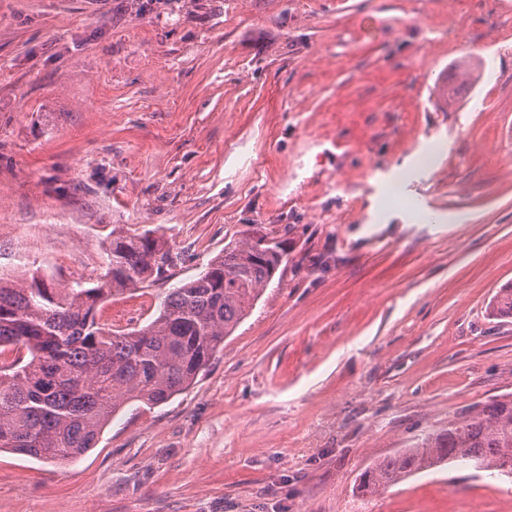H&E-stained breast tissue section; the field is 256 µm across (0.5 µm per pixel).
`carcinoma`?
<instances>
[{"label":"carcinoma","instance_id":"cac0c4a2","mask_svg":"<svg viewBox=\"0 0 512 512\" xmlns=\"http://www.w3.org/2000/svg\"><path fill=\"white\" fill-rule=\"evenodd\" d=\"M259 239L225 244L203 272L171 288L153 320L132 330L107 329L96 313L109 297L161 277L172 264L167 241L154 231L112 229L106 273L92 287L1 281L0 356L14 359L0 362V451L71 463L96 446L126 404H162L187 389L283 262L282 254L259 250ZM492 312L512 317L511 283L497 292ZM447 464L492 477L512 472L511 397L365 468L358 490L375 494Z\"/></svg>","mask_w":512,"mask_h":512}]
</instances>
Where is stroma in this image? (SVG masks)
I'll return each mask as SVG.
<instances>
[{
  "label": "stroma",
  "instance_id": "stroma-1",
  "mask_svg": "<svg viewBox=\"0 0 512 512\" xmlns=\"http://www.w3.org/2000/svg\"><path fill=\"white\" fill-rule=\"evenodd\" d=\"M116 227L173 256L117 330L229 241L287 256L181 394L1 451L0 512H512L473 468L356 490L512 395V0H0V273L96 283Z\"/></svg>",
  "mask_w": 512,
  "mask_h": 512
}]
</instances>
